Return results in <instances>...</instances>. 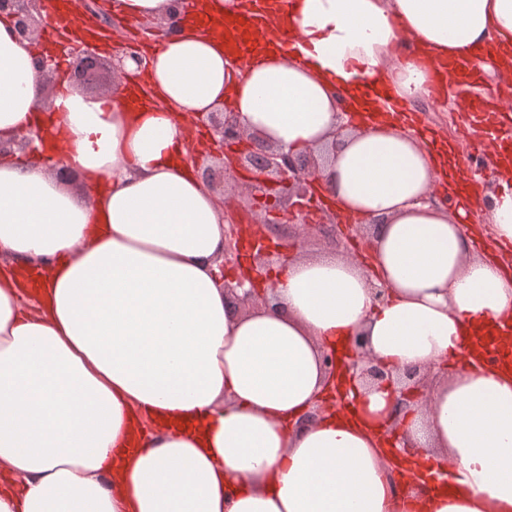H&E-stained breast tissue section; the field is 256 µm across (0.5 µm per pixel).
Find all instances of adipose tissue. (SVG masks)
<instances>
[{"label":"adipose tissue","mask_w":512,"mask_h":512,"mask_svg":"<svg viewBox=\"0 0 512 512\" xmlns=\"http://www.w3.org/2000/svg\"><path fill=\"white\" fill-rule=\"evenodd\" d=\"M239 9L201 0L149 48L155 101L61 80L46 118L38 51L0 17V137L56 131L0 161V512H512V366L484 357L512 354V272L474 253L471 196L403 112L433 94L431 63L512 55V0H260L287 40L241 57L224 49ZM225 106L322 155L337 213L376 225L371 267L295 257L273 305L231 307L224 210L185 160L187 114ZM497 167L488 221L508 243L512 157ZM355 336L434 375L397 415L408 447L381 453L389 395L359 380L346 413L301 421L329 387L323 351ZM388 456L450 463L452 494L398 492Z\"/></svg>","instance_id":"obj_1"}]
</instances>
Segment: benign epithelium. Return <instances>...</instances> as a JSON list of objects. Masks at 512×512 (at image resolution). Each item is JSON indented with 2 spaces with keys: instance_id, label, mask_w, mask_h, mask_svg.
I'll list each match as a JSON object with an SVG mask.
<instances>
[{
  "instance_id": "7a95c632",
  "label": "benign epithelium",
  "mask_w": 512,
  "mask_h": 512,
  "mask_svg": "<svg viewBox=\"0 0 512 512\" xmlns=\"http://www.w3.org/2000/svg\"><path fill=\"white\" fill-rule=\"evenodd\" d=\"M194 2L178 0L179 15L160 20L156 32H169L180 15L193 10ZM40 4L41 0H0V15L11 19L18 40L32 42L40 36ZM77 8L81 15L94 20L102 34L111 32L118 24L113 16L99 10L97 0H80ZM61 45L65 55L73 59V65L87 76L107 64L120 78L136 81L146 68V58L133 48H114L106 61L99 57L93 44L75 40L67 32L62 33ZM128 61L133 64L130 69L126 67ZM191 119L193 124L204 126L209 132L207 146L199 153L191 151L189 156L210 191H219L225 187L226 179L241 175L248 179L252 205L264 211V223L272 229L279 225L278 215L284 212L303 224L308 213L317 210L321 221L309 228L336 248H346L347 242L363 234L364 225L345 224L336 216L329 197L323 194L325 187L313 152H297L264 143L245 130L234 112L220 109L200 116L193 114ZM42 144L43 131L35 128L11 142L0 141V157L18 153L27 159L40 152ZM244 228V224L228 223L225 264L233 268V273L224 282L231 302L243 310L269 302L268 283L262 284L260 280L267 278V269L273 259L279 258L282 246L280 242L273 247L265 245L256 235L252 244L245 245ZM323 363L326 373L332 377L329 399L318 401L303 416L305 421L316 420L329 404L339 411L349 403L347 389L339 387L341 376L391 385L394 403L401 410L428 402L429 395L414 372L382 364L369 353L359 336L352 338L345 355L338 357L332 350L324 353Z\"/></svg>"
}]
</instances>
